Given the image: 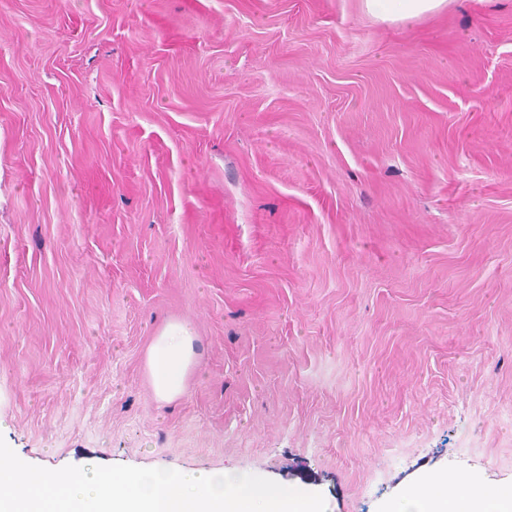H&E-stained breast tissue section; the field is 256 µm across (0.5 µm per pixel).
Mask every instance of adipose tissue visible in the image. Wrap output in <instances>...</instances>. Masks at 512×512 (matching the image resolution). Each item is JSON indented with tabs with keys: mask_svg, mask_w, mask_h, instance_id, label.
Returning a JSON list of instances; mask_svg holds the SVG:
<instances>
[{
	"mask_svg": "<svg viewBox=\"0 0 512 512\" xmlns=\"http://www.w3.org/2000/svg\"><path fill=\"white\" fill-rule=\"evenodd\" d=\"M450 0H361L362 8L374 21L394 24L438 13ZM195 362L194 332L182 321L165 323L149 348L146 367L155 397L170 401L180 396ZM411 512H512V486L481 488L476 479L467 485L450 484L440 474L429 482L426 492L417 494Z\"/></svg>",
	"mask_w": 512,
	"mask_h": 512,
	"instance_id": "ef3b65f1",
	"label": "adipose tissue"
}]
</instances>
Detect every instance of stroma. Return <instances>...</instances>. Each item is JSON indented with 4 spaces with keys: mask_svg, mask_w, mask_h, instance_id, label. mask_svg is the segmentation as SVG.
<instances>
[{
    "mask_svg": "<svg viewBox=\"0 0 512 512\" xmlns=\"http://www.w3.org/2000/svg\"><path fill=\"white\" fill-rule=\"evenodd\" d=\"M197 365L161 403L167 319ZM512 0H0V437L383 512L512 484ZM453 0H361L362 8L374 21L394 24L419 19L448 8ZM194 332L178 320L165 323L155 334L146 367L155 397L171 401L180 396L195 362Z\"/></svg>",
    "mask_w": 512,
    "mask_h": 512,
    "instance_id": "stroma-1",
    "label": "stroma"
}]
</instances>
